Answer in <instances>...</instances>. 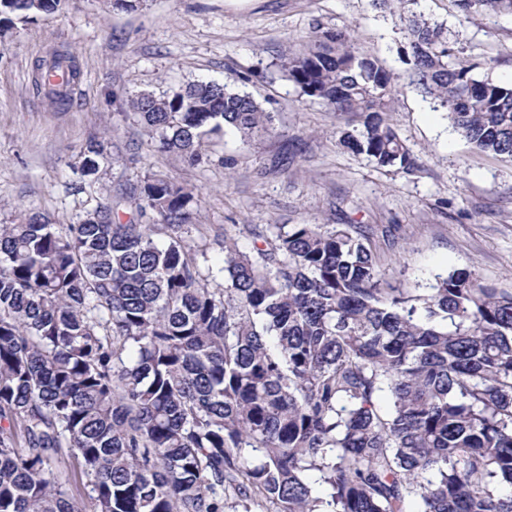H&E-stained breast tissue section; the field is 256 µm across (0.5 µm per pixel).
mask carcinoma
<instances>
[{"instance_id": "cac0c4a2", "label": "carcinoma", "mask_w": 512, "mask_h": 512, "mask_svg": "<svg viewBox=\"0 0 512 512\" xmlns=\"http://www.w3.org/2000/svg\"><path fill=\"white\" fill-rule=\"evenodd\" d=\"M62 2L0 0V36ZM406 39L411 84L512 162V84L476 78L422 15ZM40 69L77 71L61 54ZM280 69L359 119L343 146L413 170L390 118L398 77L351 31H316ZM131 106L190 163L210 134L272 131L252 96L212 80ZM106 161L99 141L80 152L91 180ZM129 194L162 223L120 224L105 203L75 224H0V512H85L77 479L93 512H512V293L466 269L386 288L369 233L343 224L249 225L248 251L226 228L215 271L191 244L192 192L152 174Z\"/></svg>"}]
</instances>
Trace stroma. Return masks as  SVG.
<instances>
[{"label": "stroma", "instance_id": "35a3bbf8", "mask_svg": "<svg viewBox=\"0 0 512 512\" xmlns=\"http://www.w3.org/2000/svg\"><path fill=\"white\" fill-rule=\"evenodd\" d=\"M413 12L445 25L453 47L478 62V78L512 82V15L467 17L453 0H147L134 12L65 0L0 40V222L33 210L73 224L114 199L117 221L153 224L156 215L139 214L124 191L156 173L197 198L193 245L235 224L364 226L393 287L424 288L436 275L469 269L512 292V164L477 150L444 109L406 87L391 117L416 168L378 167L340 144L352 116L305 100L277 69L318 26L354 30L368 54L405 75L404 26ZM57 51L79 68L64 104L36 87L37 63ZM200 79L252 94L272 113L273 131L247 143L211 137L194 166L158 151L132 99ZM92 138L108 154L95 183L79 170Z\"/></svg>", "mask_w": 512, "mask_h": 512}]
</instances>
